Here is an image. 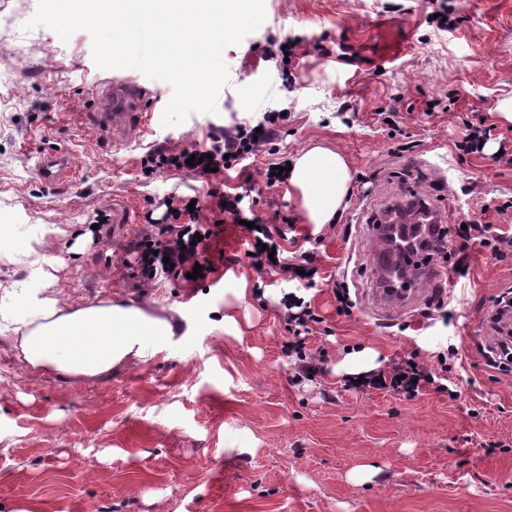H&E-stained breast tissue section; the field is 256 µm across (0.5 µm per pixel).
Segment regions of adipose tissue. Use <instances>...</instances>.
Listing matches in <instances>:
<instances>
[{"label":"adipose tissue","mask_w":512,"mask_h":512,"mask_svg":"<svg viewBox=\"0 0 512 512\" xmlns=\"http://www.w3.org/2000/svg\"><path fill=\"white\" fill-rule=\"evenodd\" d=\"M289 185L309 223L332 222L343 206L351 176L343 156L316 146L290 162ZM41 288L24 305L0 304V334L11 333L17 356L31 369L67 379H99L120 366L140 363L169 340L174 325L139 302L98 300L70 306L40 270Z\"/></svg>","instance_id":"adipose-tissue-1"}]
</instances>
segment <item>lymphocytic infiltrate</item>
Masks as SVG:
<instances>
[{
    "mask_svg": "<svg viewBox=\"0 0 512 512\" xmlns=\"http://www.w3.org/2000/svg\"><path fill=\"white\" fill-rule=\"evenodd\" d=\"M281 119L280 112L267 111L258 122L237 123L224 135L208 137L201 144L178 151L175 159H165L163 152L159 151L148 155L143 165L153 172L190 167L199 174L208 167L222 172L243 168L263 147L270 145ZM192 156L197 157V164H189L188 159ZM211 196L218 204L219 215L225 216L231 224L242 220L252 222L253 227L248 231L251 240L249 250L256 272L275 269L282 274L293 275L300 270H314V256L310 251L301 249L295 256L285 257L283 248L277 247L269 228L258 227V215L243 207V193L215 190ZM169 206L165 223L154 225L152 232L142 236L134 248L137 274L143 281L152 283L169 275L186 276L197 265L202 266L204 273L214 272L215 262L210 248L215 233L210 225L201 223L199 212L189 210L187 200L174 198ZM438 233L443 238L454 235L463 250L477 245L500 260L512 255V232L491 224L471 220L466 228L450 232L442 227ZM511 312L512 297L499 296L489 316L495 340L483 349L489 367L498 369L512 362V328L502 321L503 316ZM287 321L291 339L285 349L298 360L294 380L300 383L318 370L314 354L306 350V338L311 334L313 325L320 323L321 317L310 305L302 302L297 311L288 313ZM436 378L435 372L410 358L394 364L391 370L366 377L362 384L411 398L425 386L435 384Z\"/></svg>",
    "mask_w": 512,
    "mask_h": 512,
    "instance_id": "lymphocytic-infiltrate-1",
    "label": "lymphocytic infiltrate"
}]
</instances>
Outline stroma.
<instances>
[{
	"label": "stroma",
	"mask_w": 512,
	"mask_h": 512,
	"mask_svg": "<svg viewBox=\"0 0 512 512\" xmlns=\"http://www.w3.org/2000/svg\"><path fill=\"white\" fill-rule=\"evenodd\" d=\"M455 6L456 29L441 31L425 20L426 0H265L264 23L223 53L229 83L216 112L169 128L153 116L116 150L93 125V90L127 79L168 99L171 86L98 68L89 32L55 41L48 27L24 28L37 0H0V225L17 248L47 232L53 287L68 304L133 298L179 322L147 362L93 381L25 367L0 334V512H512V370L489 368L481 353L493 301L512 291V257L470 249L461 275L431 256L437 275L415 280L414 308L375 304L372 220L390 206L421 200L447 225L468 214L512 229V215L495 210L512 197L497 142L480 157L454 148L465 122L481 117L512 131L499 113L512 99V0ZM297 35L284 82L264 50ZM62 86L69 102L57 97ZM450 94L451 110H428ZM268 110L287 115L274 135L280 155L325 143L350 169L340 221L312 243L315 286L257 274L231 224L214 244L222 287L140 283L128 251L174 196L198 198L208 224V190L241 185L271 230L311 233L287 187H267L268 153L219 179L142 169L147 152L179 151ZM58 146L80 174L52 190L35 163ZM338 283L350 288V312L336 309ZM297 299L323 318L307 347L324 361L296 386L283 345L285 305ZM363 348L378 370L412 357L436 371L456 352L448 377L459 399L432 386L412 399L348 387L345 357Z\"/></svg>",
	"instance_id": "obj_1"
}]
</instances>
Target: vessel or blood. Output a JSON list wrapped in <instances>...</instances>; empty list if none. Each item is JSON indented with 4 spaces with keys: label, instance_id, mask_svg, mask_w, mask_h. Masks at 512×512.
Returning <instances> with one entry per match:
<instances>
[{
    "label": "vessel or blood",
    "instance_id": "obj_1",
    "mask_svg": "<svg viewBox=\"0 0 512 512\" xmlns=\"http://www.w3.org/2000/svg\"><path fill=\"white\" fill-rule=\"evenodd\" d=\"M155 105L129 80L105 83L92 94L93 116L99 128L111 135L115 147L128 145L139 136ZM76 175V162L64 147L41 154L36 167L37 178L46 186L71 182Z\"/></svg>",
    "mask_w": 512,
    "mask_h": 512
}]
</instances>
